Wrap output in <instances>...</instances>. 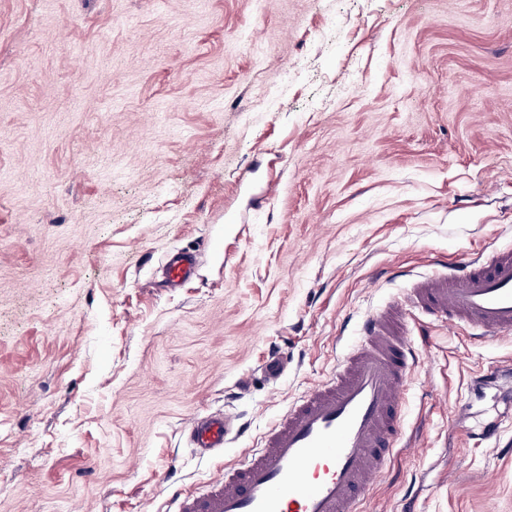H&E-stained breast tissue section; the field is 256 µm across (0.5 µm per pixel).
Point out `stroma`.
I'll use <instances>...</instances> for the list:
<instances>
[{
	"instance_id": "stroma-1",
	"label": "stroma",
	"mask_w": 512,
	"mask_h": 512,
	"mask_svg": "<svg viewBox=\"0 0 512 512\" xmlns=\"http://www.w3.org/2000/svg\"><path fill=\"white\" fill-rule=\"evenodd\" d=\"M510 244L512 0H0V512H173L410 275ZM425 336L365 512H512V335ZM197 267V255L189 251H176L167 256L163 264L164 281L168 288H178L192 276ZM230 433V424L224 417L196 419L187 427L188 439L193 443V448H200L202 454L207 456L224 452Z\"/></svg>"
}]
</instances>
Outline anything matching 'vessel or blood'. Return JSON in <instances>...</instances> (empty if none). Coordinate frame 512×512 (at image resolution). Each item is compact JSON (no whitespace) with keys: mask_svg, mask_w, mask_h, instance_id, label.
<instances>
[{"mask_svg":"<svg viewBox=\"0 0 512 512\" xmlns=\"http://www.w3.org/2000/svg\"><path fill=\"white\" fill-rule=\"evenodd\" d=\"M196 267L195 253L168 255L167 287H179ZM420 315L474 336H511L512 247L416 279L405 295L367 313L330 375L303 391L242 460L202 491L169 489L176 512H362L401 446L402 394L422 353L409 326ZM230 432L216 416L187 428L207 456L223 452Z\"/></svg>","mask_w":512,"mask_h":512,"instance_id":"obj_1","label":"vessel or blood"}]
</instances>
